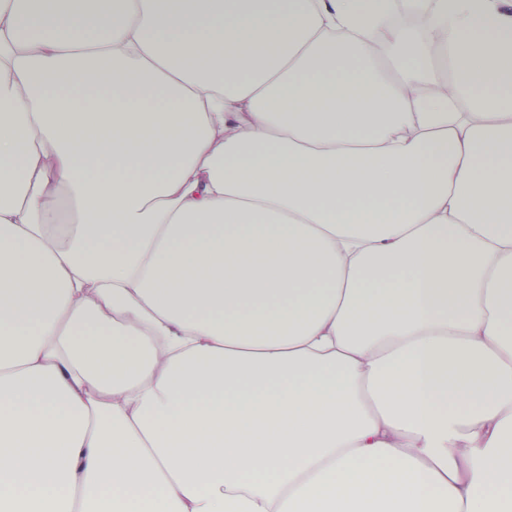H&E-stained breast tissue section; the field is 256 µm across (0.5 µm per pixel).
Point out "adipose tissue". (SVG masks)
<instances>
[{
  "instance_id": "1",
  "label": "adipose tissue",
  "mask_w": 512,
  "mask_h": 512,
  "mask_svg": "<svg viewBox=\"0 0 512 512\" xmlns=\"http://www.w3.org/2000/svg\"><path fill=\"white\" fill-rule=\"evenodd\" d=\"M0 512H512L505 0H0Z\"/></svg>"
}]
</instances>
